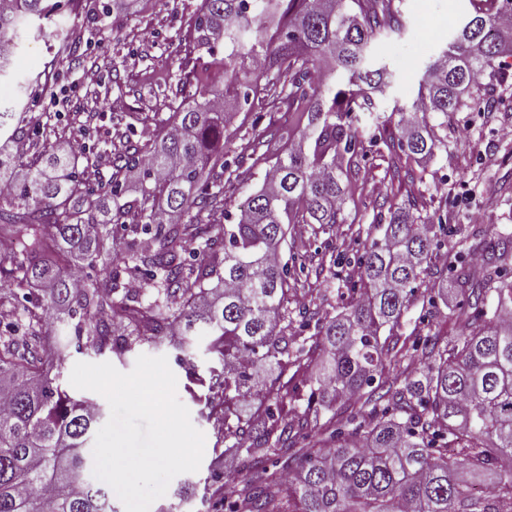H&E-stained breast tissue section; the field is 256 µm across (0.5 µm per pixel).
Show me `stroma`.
<instances>
[{"label": "stroma", "instance_id": "stroma-1", "mask_svg": "<svg viewBox=\"0 0 512 512\" xmlns=\"http://www.w3.org/2000/svg\"><path fill=\"white\" fill-rule=\"evenodd\" d=\"M202 0H137L133 10L110 13L101 26L91 18L69 14L59 18L58 37L44 42L22 40L10 76L0 79V103L14 105L17 84L32 76L40 82L27 105L33 121L24 147L34 154L56 141L67 140L87 155L117 153L130 142H144L161 134L172 122L182 99L181 84L190 68L185 64L184 40ZM470 0H403L400 33L373 40L370 54L386 65L395 79L384 91L374 93L376 113L392 112L414 97L426 65L450 41L457 27L472 13ZM96 60L105 68L100 86L92 92L75 86L79 61ZM503 80L480 85L463 100L460 111L448 115V145L436 147L431 158L414 162L391 158L385 145L358 152L347 169L348 192L344 222L333 234H314L311 225L294 224L283 248L288 264V326L285 335L295 342L313 334L318 318L332 317L355 302L359 271L356 259L379 227L388 221L389 205L416 203L424 214L445 216L448 245L433 259L429 282L439 283L445 268L472 232L491 235L494 225L512 227V142L502 140L501 124L512 121V51L501 58ZM122 107L111 110L112 99ZM237 137L251 138L287 125L289 114L256 102L248 117L237 114L233 102H225ZM267 165L244 159L239 164L235 188L226 190L224 202L201 215L203 223L220 224L225 214L236 213L239 204L263 180ZM474 325L473 311L465 297L449 290L439 314L428 322L431 332L457 336ZM166 356L177 378V396L188 408L192 424L205 436L201 466L193 473L176 476L170 491L153 502L150 512H160L174 500L173 491L186 482L203 483L218 472L223 456L233 460L231 473L242 475V453L224 440V426L210 416L205 388L197 379L218 367L205 338L181 346L179 337L165 336L142 344L116 361V368L130 372L138 355ZM313 363L302 369L288 367L283 378L296 387V396H284L287 419L295 427V445L307 447L329 436L324 424L298 428L305 408L307 381L316 375Z\"/></svg>", "mask_w": 512, "mask_h": 512}]
</instances>
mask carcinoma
<instances>
[{"label":"carcinoma","mask_w":512,"mask_h":512,"mask_svg":"<svg viewBox=\"0 0 512 512\" xmlns=\"http://www.w3.org/2000/svg\"><path fill=\"white\" fill-rule=\"evenodd\" d=\"M81 0H0V75L14 65L23 28L53 36L55 17ZM401 0H202L186 39V56L210 60L183 84L186 106L154 140L118 156L109 187L86 188L78 152L46 151L36 161L20 149L31 116L0 106V229L15 246L0 253L3 286L32 303L26 339L35 345L57 326L98 353L121 358L173 333L205 336L222 370L198 378L206 403L254 397L259 369L296 364L323 352L328 363L309 380L302 421L331 423L352 404L369 408L365 425L332 433L333 442L303 450L288 478L273 467L293 458L292 427L266 406L259 425L224 420V437L244 440L248 474L231 484L221 475L204 490L227 488L230 512H512V234L474 237L456 252L440 290L425 286L448 225L430 224L401 204L357 259L363 292L343 314L318 321L292 350L278 330L288 300V264L275 259L292 224L326 234L343 223L344 155L364 150L361 114L368 91L391 83L386 66L370 61L381 32H398ZM425 67L407 107L373 117L397 122L391 152L422 160L436 144L448 148V113L486 77L499 79L503 30L512 0H487ZM248 113L254 100L286 105L295 126L270 161L260 188L239 206L233 224H200L193 211L238 179L245 154L263 136L237 148L229 162L218 149L229 139L224 100ZM306 111H299L303 101ZM216 191H209V187ZM129 228L133 268L156 279L145 304L97 276L114 263L105 241ZM206 258L194 279L184 276L187 231ZM473 252L484 265L466 264ZM453 285L479 312L480 323L451 340L419 329L405 334L411 303L419 324L438 312L437 297ZM416 355L419 367L401 381L381 380ZM51 353L25 354L0 336V512H121L112 488L85 480V448L100 408L76 399L60 381ZM496 475L492 493L473 484Z\"/></svg>","instance_id":"1"}]
</instances>
